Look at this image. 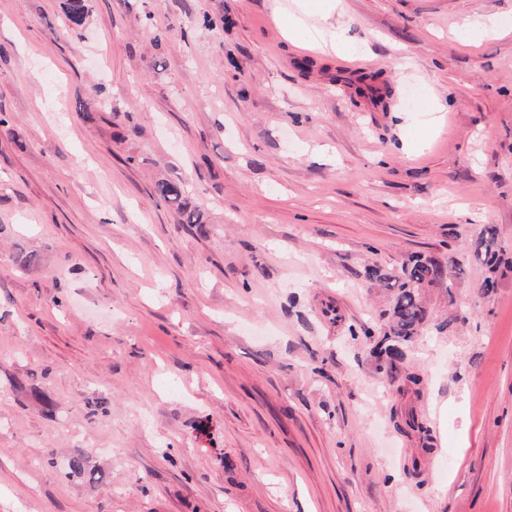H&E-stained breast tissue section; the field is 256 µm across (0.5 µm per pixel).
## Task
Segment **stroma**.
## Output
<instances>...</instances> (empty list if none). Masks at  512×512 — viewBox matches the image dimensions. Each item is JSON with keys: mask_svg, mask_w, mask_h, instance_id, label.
Masks as SVG:
<instances>
[{"mask_svg": "<svg viewBox=\"0 0 512 512\" xmlns=\"http://www.w3.org/2000/svg\"><path fill=\"white\" fill-rule=\"evenodd\" d=\"M89 6L0 0V512H512V0ZM417 253L460 271L391 365ZM62 12L70 28H81L88 16L87 0H62ZM156 193L160 200L176 206L177 212L184 217L183 224L204 223V214L199 206H191L186 202V190L181 180H159L156 185Z\"/></svg>", "mask_w": 512, "mask_h": 512, "instance_id": "obj_1", "label": "stroma"}]
</instances>
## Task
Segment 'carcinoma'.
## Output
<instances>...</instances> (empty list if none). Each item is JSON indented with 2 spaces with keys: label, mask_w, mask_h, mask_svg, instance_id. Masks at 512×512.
Segmentation results:
<instances>
[{
  "label": "carcinoma",
  "mask_w": 512,
  "mask_h": 512,
  "mask_svg": "<svg viewBox=\"0 0 512 512\" xmlns=\"http://www.w3.org/2000/svg\"><path fill=\"white\" fill-rule=\"evenodd\" d=\"M62 12L68 26L72 29L82 27L88 16L87 0H62ZM160 200L176 206L177 212L184 217L185 224L204 223V214L198 206L187 203L186 190L182 181L162 179L155 185ZM367 275L379 283L394 282L392 289V312L383 337L375 347L378 357L389 364L403 356V347L416 335L419 326L426 318V309L421 303L422 291L430 286L439 285L448 289L454 287L452 267L433 256H411L403 262L395 275L380 274L370 270ZM67 470L70 474L95 476L96 469L82 452L68 458Z\"/></svg>",
  "instance_id": "cac0c4a2"
}]
</instances>
